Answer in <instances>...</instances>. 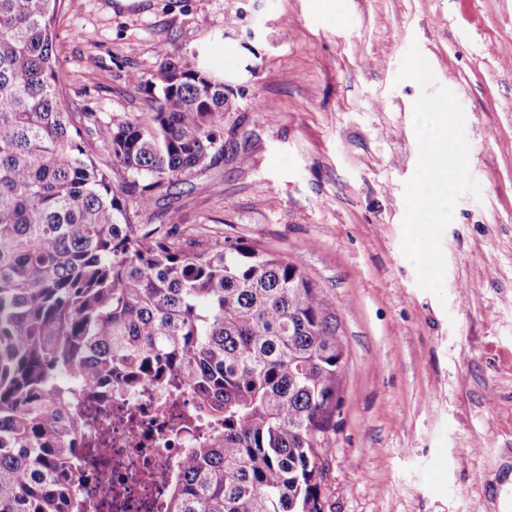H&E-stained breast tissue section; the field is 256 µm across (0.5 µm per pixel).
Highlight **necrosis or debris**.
Wrapping results in <instances>:
<instances>
[{
    "mask_svg": "<svg viewBox=\"0 0 512 512\" xmlns=\"http://www.w3.org/2000/svg\"><path fill=\"white\" fill-rule=\"evenodd\" d=\"M205 436L187 395L164 404L148 387L108 408L87 406L78 439L91 512L106 502L112 512H164L173 470Z\"/></svg>",
    "mask_w": 512,
    "mask_h": 512,
    "instance_id": "4bbe7bcc",
    "label": "necrosis or debris"
}]
</instances>
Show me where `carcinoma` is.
<instances>
[{"mask_svg": "<svg viewBox=\"0 0 512 512\" xmlns=\"http://www.w3.org/2000/svg\"><path fill=\"white\" fill-rule=\"evenodd\" d=\"M65 0H0V512H89L77 414L187 391L210 426L167 512H324L345 350L296 265L138 214L224 155V84L174 58L147 112L65 105Z\"/></svg>", "mask_w": 512, "mask_h": 512, "instance_id": "cac0c4a2", "label": "carcinoma"}]
</instances>
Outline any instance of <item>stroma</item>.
Here are the masks:
<instances>
[{"label":"stroma","mask_w":512,"mask_h":512,"mask_svg":"<svg viewBox=\"0 0 512 512\" xmlns=\"http://www.w3.org/2000/svg\"><path fill=\"white\" fill-rule=\"evenodd\" d=\"M69 111L144 112L167 57L225 72L224 155L142 211L297 265L334 304L325 512H512V0H66ZM418 44L465 112L446 304L401 249ZM138 82H131L130 74Z\"/></svg>","instance_id":"1"}]
</instances>
